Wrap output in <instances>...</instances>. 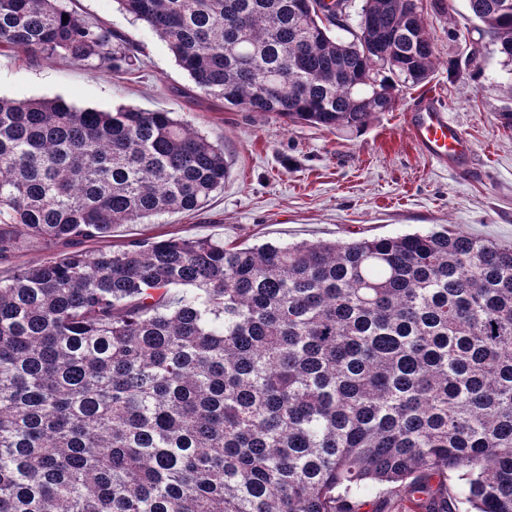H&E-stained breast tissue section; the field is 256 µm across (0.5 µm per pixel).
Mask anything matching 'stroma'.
I'll return each instance as SVG.
<instances>
[{
	"label": "stroma",
	"mask_w": 512,
	"mask_h": 512,
	"mask_svg": "<svg viewBox=\"0 0 512 512\" xmlns=\"http://www.w3.org/2000/svg\"><path fill=\"white\" fill-rule=\"evenodd\" d=\"M85 21L143 48L114 73L96 62H48L0 52V98L63 99L80 109L121 105L167 110L223 144V191L190 213L119 224L104 247L134 239L213 237L230 244L395 236L454 224L512 245V66L469 11L468 0H421L438 63L428 82L399 94L393 111L363 130H327L225 108L197 89L165 42L116 0H60ZM434 97L469 139L468 164L453 170L423 155L405 123Z\"/></svg>",
	"instance_id": "35a3bbf8"
}]
</instances>
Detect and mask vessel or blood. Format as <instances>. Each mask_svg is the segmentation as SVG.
I'll return each instance as SVG.
<instances>
[{"instance_id":"b4317fda","label":"vessel or blood","mask_w":512,"mask_h":512,"mask_svg":"<svg viewBox=\"0 0 512 512\" xmlns=\"http://www.w3.org/2000/svg\"><path fill=\"white\" fill-rule=\"evenodd\" d=\"M407 127L416 145L429 157L457 166L471 157L468 139L449 122L443 107L434 99H427L421 110L408 115Z\"/></svg>"}]
</instances>
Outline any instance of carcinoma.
<instances>
[{
	"mask_svg": "<svg viewBox=\"0 0 512 512\" xmlns=\"http://www.w3.org/2000/svg\"><path fill=\"white\" fill-rule=\"evenodd\" d=\"M227 108L334 130L436 65L410 0H117ZM512 65V0H468ZM68 16L62 22V16ZM139 45L0 0V51ZM224 149L170 112L0 98V258L199 210ZM512 512V245L448 224L351 242L131 241L0 279V512ZM403 498L401 492L380 496L379 494H377V496L374 494L370 498V505L365 507L364 510L370 512H374L375 510L381 512H408L404 511L402 508Z\"/></svg>",
	"mask_w": 512,
	"mask_h": 512,
	"instance_id": "1",
	"label": "carcinoma"
}]
</instances>
